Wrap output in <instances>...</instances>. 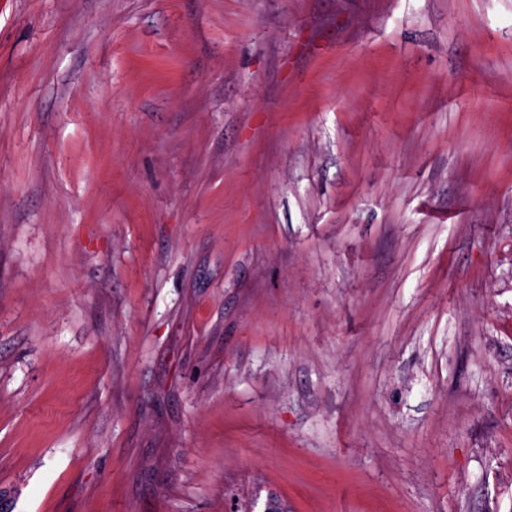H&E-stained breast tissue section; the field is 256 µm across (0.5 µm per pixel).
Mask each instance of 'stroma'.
Instances as JSON below:
<instances>
[{"label": "stroma", "instance_id": "1", "mask_svg": "<svg viewBox=\"0 0 512 512\" xmlns=\"http://www.w3.org/2000/svg\"><path fill=\"white\" fill-rule=\"evenodd\" d=\"M512 512V0H0V512Z\"/></svg>", "mask_w": 512, "mask_h": 512}]
</instances>
